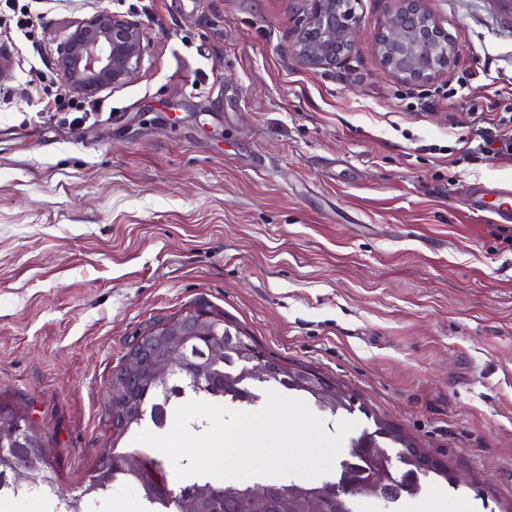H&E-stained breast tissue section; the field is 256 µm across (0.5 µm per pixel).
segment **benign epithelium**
I'll return each mask as SVG.
<instances>
[{
	"mask_svg": "<svg viewBox=\"0 0 512 512\" xmlns=\"http://www.w3.org/2000/svg\"><path fill=\"white\" fill-rule=\"evenodd\" d=\"M399 7L385 31L373 38L376 53L393 71L413 80H427L448 67L459 50L423 9L422 0H398ZM360 37L352 0H311V8L296 35L293 52L309 69L330 67L350 52ZM144 52V33L138 23L101 10L84 20L66 41L59 67L67 88L92 94L128 83L137 73ZM167 336V347L157 352L151 342L129 357L119 370L124 394L142 377L160 390L179 373L200 386L209 383L206 365L191 359L184 346L196 336H206L220 352L235 351L224 327H206L204 318L185 312L173 326L155 331Z\"/></svg>",
	"mask_w": 512,
	"mask_h": 512,
	"instance_id": "obj_1",
	"label": "benign epithelium"
}]
</instances>
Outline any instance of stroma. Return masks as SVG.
<instances>
[{
    "label": "stroma",
    "mask_w": 512,
    "mask_h": 512,
    "mask_svg": "<svg viewBox=\"0 0 512 512\" xmlns=\"http://www.w3.org/2000/svg\"><path fill=\"white\" fill-rule=\"evenodd\" d=\"M461 50L431 80L370 37L335 66L291 51L309 0H0V400L24 408L60 486L114 437L115 373L160 319L205 308L352 398L320 416L400 429L450 481L418 512H512V224L465 203L512 187V15L423 0ZM107 10L138 23L135 78L69 91L57 64Z\"/></svg>",
    "instance_id": "stroma-1"
}]
</instances>
